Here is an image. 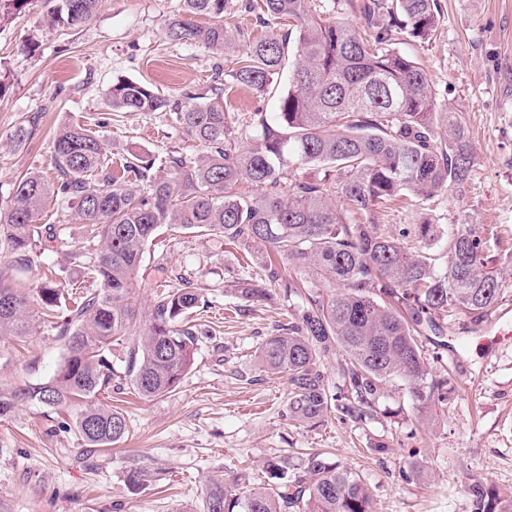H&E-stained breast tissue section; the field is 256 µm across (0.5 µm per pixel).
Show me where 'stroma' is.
I'll return each mask as SVG.
<instances>
[{"label": "stroma", "mask_w": 512, "mask_h": 512, "mask_svg": "<svg viewBox=\"0 0 512 512\" xmlns=\"http://www.w3.org/2000/svg\"><path fill=\"white\" fill-rule=\"evenodd\" d=\"M439 22L426 42L406 38L401 53L416 60L441 109L461 112L476 162L467 183L429 201L404 195L375 223L473 224L490 231L488 250L502 270L504 320L512 325V0H438ZM181 0H102L77 28L43 26L44 0L0 23V67L11 86L0 97V205L28 172L54 179L50 140L74 123L103 141L109 157L96 182L118 172L132 155L164 160L197 154L161 112L107 113L106 93L120 78L150 83L176 100L189 91L229 84L237 58L273 27L257 12L235 14L241 30L233 47L210 51L163 35ZM38 118L34 137L17 147L18 125ZM266 252L221 237L162 227L144 254L139 307L162 293L153 268L191 271L206 304L192 315L207 329L176 391L142 399L130 384L101 396L129 425L124 442L84 445L75 415L26 402L0 419V506L7 512H202L211 480L233 482L247 472L251 486L276 489L266 464L304 454L331 453L369 487L375 512H472L469 486L483 480L512 493V339L487 335L485 323L461 329L449 322L442 344L425 342L430 370L447 367L454 387L446 405L417 421L407 390L390 386L371 420L361 425L329 418L309 428L289 420L288 380L261 370L256 351L288 322L283 298L251 305L234 288L265 278ZM53 267L68 301L96 283L71 254L45 251L37 270ZM63 349L50 323L36 320L29 336L0 340V383L47 380ZM388 443L374 453L370 443ZM162 468L166 478L140 491L128 488L133 466Z\"/></svg>", "instance_id": "1"}]
</instances>
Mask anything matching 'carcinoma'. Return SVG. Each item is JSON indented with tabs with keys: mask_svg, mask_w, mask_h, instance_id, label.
<instances>
[{
	"mask_svg": "<svg viewBox=\"0 0 512 512\" xmlns=\"http://www.w3.org/2000/svg\"><path fill=\"white\" fill-rule=\"evenodd\" d=\"M356 22L336 17L340 0H260L262 18L286 22L283 33L255 40L232 70V82L264 100L278 95L272 114L254 113L246 128L216 93L188 92L171 101L141 81L120 79L106 94L111 111L162 112L204 152L170 155L164 175L128 161L120 177L90 180L107 165L104 145L87 129L63 124L50 149L54 180L33 171L15 181L0 207V339L30 334L34 310L53 315L64 355L48 380L0 384V418L23 401L47 409L76 407L78 437L110 448L128 433L125 415L98 404L117 371L107 357L113 343L129 341L125 374L144 399L175 391L190 369L205 332L187 316L204 302L194 280L179 274L156 296L142 319L135 303L142 259L168 224L189 234L221 236L280 258L266 260V280L242 282L246 302L273 299L275 283L299 302L287 324L257 349L265 371L288 379V417L309 426L331 414L361 424L376 412L394 380L408 387L418 415L442 405L452 392L448 376L427 367L422 337L444 335L441 317L478 323L502 295L498 269L486 254L483 231L457 224H415L395 235L372 221L376 210L409 192L428 201L469 178L474 154L463 118L438 110L436 94L419 64L393 48L403 35L427 40L438 24L436 0H346ZM52 25L78 26L101 0H47ZM232 0H182L164 25L166 39L223 50L234 41ZM211 23L198 26L195 16ZM297 63L288 87L277 92L289 47ZM36 119L19 125L13 142L26 144ZM305 176L288 179L294 172ZM259 196L236 191L242 183ZM52 201L85 224L75 254L97 288L69 306L46 280L31 288L16 277L30 271L36 253L52 245L68 251L72 239L59 224L35 218ZM419 243L407 248L399 237ZM448 235L446 265L432 244ZM337 358L341 383H330L324 361ZM278 491L246 485L240 473L209 486L203 512H374L368 486L326 452L306 454L299 470L268 462ZM128 486L162 480L163 471L133 467ZM473 512H512V495L478 481L470 487Z\"/></svg>",
	"mask_w": 512,
	"mask_h": 512,
	"instance_id": "carcinoma-1",
	"label": "carcinoma"
}]
</instances>
